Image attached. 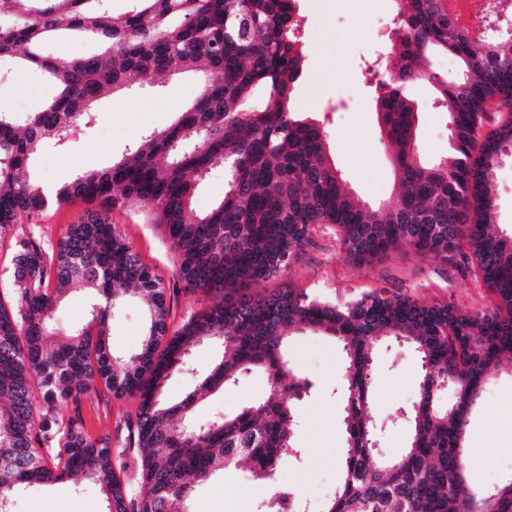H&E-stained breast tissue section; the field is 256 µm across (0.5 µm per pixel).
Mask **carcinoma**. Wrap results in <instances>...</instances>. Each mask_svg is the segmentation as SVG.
Returning <instances> with one entry per match:
<instances>
[{"label":"carcinoma","instance_id":"obj_1","mask_svg":"<svg viewBox=\"0 0 512 512\" xmlns=\"http://www.w3.org/2000/svg\"><path fill=\"white\" fill-rule=\"evenodd\" d=\"M391 54L377 83L376 116L391 145L392 202H356L327 151L320 121L294 107L304 64L296 44L303 17L296 0H136L115 14L109 0H0V60L35 67L54 95L22 128L0 112V236L22 216L51 204H94L69 225L55 248L32 237L15 241L14 288L0 296V512L32 486L84 477L106 498V512H192L198 486L242 460L263 485L256 512H306L277 483L283 461L297 463L298 402L310 384L292 376L284 349L293 331L325 333L345 354V448L341 475L321 512H512V477L472 496L466 437L487 383L512 370V234L495 222V172L512 150V43L507 31L475 49L441 0H396ZM483 18L499 23L498 0H483ZM78 35L101 51L79 59L48 58L49 39ZM457 57L450 81L424 58ZM181 73L202 84L170 126L145 136L104 169L87 170L55 195L26 177L42 144L95 121L93 106L131 78L159 85ZM426 81L445 109L450 158L424 163L417 150V110L407 86ZM262 106H251L256 89ZM500 120L488 132L490 113ZM224 167V198L196 214L202 177ZM150 206L178 257L183 288L212 300L169 331L167 289L102 213ZM320 224H334L357 264L405 244L416 254L472 264L492 304L462 311L386 289L336 305L295 288L250 296L253 285L283 275ZM91 292L86 322L56 340L54 313L71 292ZM145 306L138 352L117 358L108 346L112 314L134 299ZM409 345L420 360L416 399L393 421L408 428L396 455L380 448L373 405L379 343ZM224 350L198 388L176 403L163 389L202 344ZM261 369L267 395L234 413L200 417L194 408ZM455 383L444 406L448 377ZM134 396L122 446L93 440L72 419L54 429L53 410L98 392ZM132 458L135 476L121 484L114 455Z\"/></svg>","mask_w":512,"mask_h":512}]
</instances>
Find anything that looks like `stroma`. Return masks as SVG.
Listing matches in <instances>:
<instances>
[{"label":"stroma","instance_id":"35a3bbf8","mask_svg":"<svg viewBox=\"0 0 512 512\" xmlns=\"http://www.w3.org/2000/svg\"><path fill=\"white\" fill-rule=\"evenodd\" d=\"M304 18L300 50L306 72L296 91L300 111L320 116L327 133L329 152L338 169L361 202L377 205L392 192L394 174L391 148L375 119L377 73L387 41L383 28L394 24L393 0H297ZM198 81L184 74L161 87L132 81L125 94L103 99L90 127L71 128L63 139L50 141L36 159L33 177L56 183L90 169H101L119 158L141 135L169 125L199 92ZM407 93L418 108V149L423 160L436 162L449 155L446 117L437 105L438 94L426 82L409 85ZM52 87L40 72L13 71L0 66V110L16 122L37 111L51 96ZM90 204L75 201L53 206L16 224L0 237V294L13 286L15 238L31 235L45 247H55L68 225L79 223ZM122 238L163 282L171 295L170 320L180 324L210 305L200 294L183 290L177 256L155 225L147 223L144 210L115 209L109 215ZM290 285L310 295L338 304L362 293L386 288L427 302H447L464 311L490 303L481 283L472 277L462 260L443 262L420 256L402 247L371 265H355L348 259L330 224L319 226L313 240L293 260L283 277L256 286V293ZM140 302L127 304L112 318L108 338L120 355L137 351L143 336ZM215 350L203 346L194 351L184 367L169 379L164 393L180 399L199 383ZM287 356L296 376L308 379L313 388L299 404L296 442L304 448L301 464H282L277 478L307 499L311 512H321L340 475L345 434L341 385L343 355L331 337L301 332L290 338ZM373 381L376 412L383 425L380 444L397 454L407 443V430L394 423L397 407L417 396L419 363L411 348L387 341L376 350ZM266 377L256 371L244 374L226 390L204 398L198 415L233 412L260 398ZM512 394V373L498 374L483 393L471 416L467 480L474 492L512 476V412L501 406ZM134 399H115L107 390L87 396L80 409L56 407L58 421L79 414L85 434L94 439H123L124 423L136 410ZM249 479V465L239 462L223 475L201 487L194 512H243L239 487ZM99 488L68 479L51 486H35L19 495L12 512H105Z\"/></svg>","mask_w":512,"mask_h":512}]
</instances>
